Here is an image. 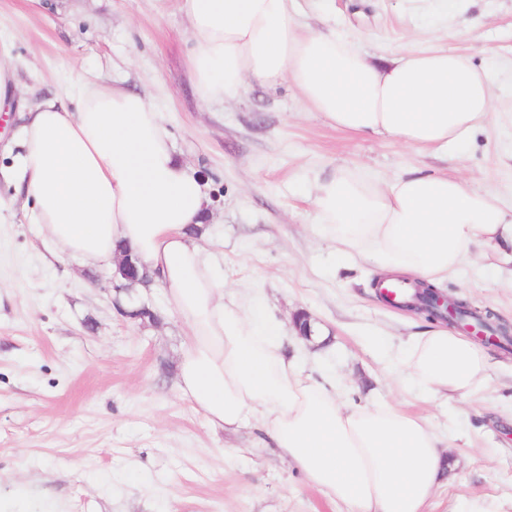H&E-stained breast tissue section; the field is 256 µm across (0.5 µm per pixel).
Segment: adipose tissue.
<instances>
[{"label":"adipose tissue","instance_id":"ef3b65f1","mask_svg":"<svg viewBox=\"0 0 512 512\" xmlns=\"http://www.w3.org/2000/svg\"><path fill=\"white\" fill-rule=\"evenodd\" d=\"M296 2L182 0L202 102L288 82L329 125L418 149L458 147L486 120L490 74L468 57L424 50L378 64L336 31L302 26ZM5 111L24 115V203L42 231L85 263L112 266L123 247L140 258L189 331L180 393L212 426L257 425L344 512H427L452 457L424 418L389 403L342 402L282 353L279 319L225 298L193 236L210 215L206 184L177 157L154 99L72 75L63 97L30 103L0 38ZM313 204L320 234L341 255L432 286L475 247L512 244V214L499 199L445 173L415 170L385 187L364 169L339 166L316 178ZM489 368L486 349L440 322L390 363L431 396L461 400L485 384Z\"/></svg>","mask_w":512,"mask_h":512}]
</instances>
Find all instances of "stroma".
Instances as JSON below:
<instances>
[{
  "instance_id": "35a3bbf8",
  "label": "stroma",
  "mask_w": 512,
  "mask_h": 512,
  "mask_svg": "<svg viewBox=\"0 0 512 512\" xmlns=\"http://www.w3.org/2000/svg\"><path fill=\"white\" fill-rule=\"evenodd\" d=\"M299 4L301 22L327 24L378 62L413 50L468 56L493 77L489 118L444 155L336 129L289 85L202 103L179 0H58L45 13L0 0V35L35 97L60 92L71 70L156 98L176 152L208 182L211 217L197 239L226 293L277 315L288 353L342 399L426 418L458 461L430 512L475 495L512 512V353L492 347L487 384L464 404L394 383L389 359L427 319L375 296L376 264L338 256L311 202L319 173L359 165L384 183L412 168L455 173L512 210V0H458L445 18L433 0H333L324 22L314 0ZM21 125V113L0 115V512H337L253 428L212 427L180 395L187 329L160 288L118 295L152 305L155 323L122 317L111 269L63 253L14 207ZM511 278L488 245L441 290L512 328ZM298 312L327 330L324 342L297 335Z\"/></svg>"
}]
</instances>
